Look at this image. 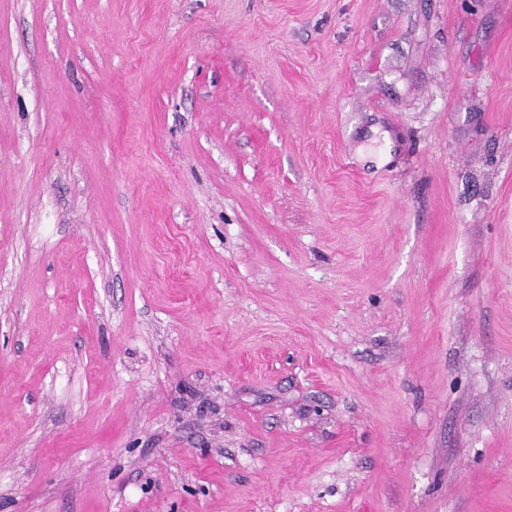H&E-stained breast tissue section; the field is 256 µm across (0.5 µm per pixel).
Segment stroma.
Wrapping results in <instances>:
<instances>
[{
	"mask_svg": "<svg viewBox=\"0 0 512 512\" xmlns=\"http://www.w3.org/2000/svg\"><path fill=\"white\" fill-rule=\"evenodd\" d=\"M0 512H512V0H0Z\"/></svg>",
	"mask_w": 512,
	"mask_h": 512,
	"instance_id": "1",
	"label": "stroma"
}]
</instances>
